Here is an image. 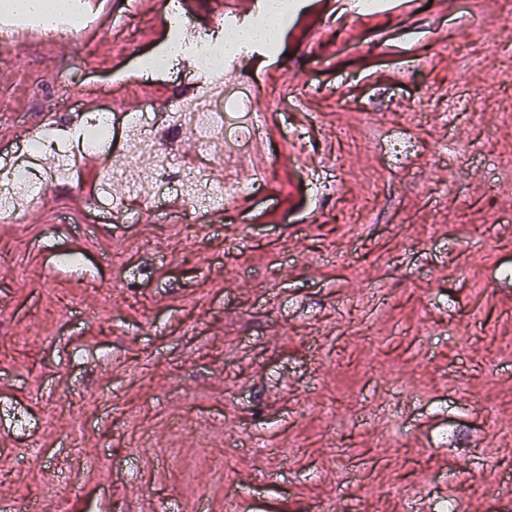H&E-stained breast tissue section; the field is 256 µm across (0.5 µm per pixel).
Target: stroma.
Returning a JSON list of instances; mask_svg holds the SVG:
<instances>
[{
    "instance_id": "stroma-1",
    "label": "stroma",
    "mask_w": 512,
    "mask_h": 512,
    "mask_svg": "<svg viewBox=\"0 0 512 512\" xmlns=\"http://www.w3.org/2000/svg\"><path fill=\"white\" fill-rule=\"evenodd\" d=\"M167 2L103 0L70 35L0 54V169L19 126L67 111L60 75L127 113L195 87L188 62L141 70L166 43ZM502 18V0L359 16L296 0L276 55L243 61L260 105H284L281 163L249 210L114 224L79 202L95 161L0 223V429L14 436L0 512H232L229 488L241 512H433L448 497L512 512L497 489L512 472ZM463 50L478 63L462 82ZM478 84L493 88L482 111L462 110ZM389 129L419 143L399 167L377 145Z\"/></svg>"
}]
</instances>
